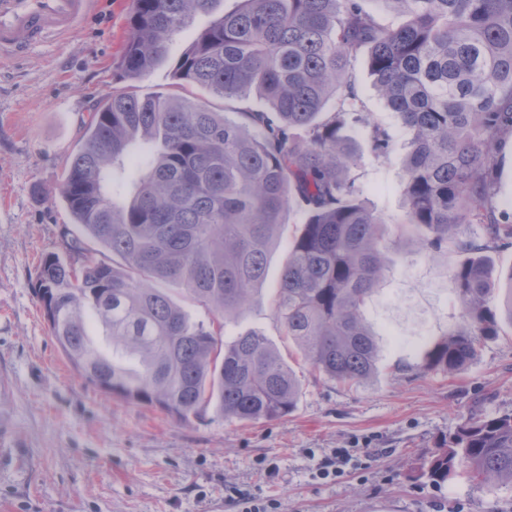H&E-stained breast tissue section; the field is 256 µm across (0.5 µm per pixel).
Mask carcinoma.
Masks as SVG:
<instances>
[{
	"mask_svg": "<svg viewBox=\"0 0 512 512\" xmlns=\"http://www.w3.org/2000/svg\"><path fill=\"white\" fill-rule=\"evenodd\" d=\"M219 0H133L120 68L142 79L170 39ZM394 28L361 0H242L213 18L173 67L176 79L263 107L224 113L185 97L122 92L91 113L59 196L79 228L69 259L44 256L34 293L68 361L103 391L178 421L208 410L254 423L290 414L296 371L261 332L224 340L264 284L287 216L302 217L273 305L283 334L324 376L363 385L378 347L362 308L383 278L385 220L351 177V123L376 155L389 131L368 121L351 64L367 53L377 91L410 131L406 211L397 236L421 252L452 243L459 322L430 342L420 369L455 374L500 336L489 252L512 245L497 215L498 155L512 140V0H382ZM334 109H327L331 100ZM481 225V239L460 229ZM112 262L87 256V243ZM212 314L194 322L164 286ZM101 327L112 354L92 342ZM460 466L512 486V413L471 414L412 478L445 484Z\"/></svg>",
	"mask_w": 512,
	"mask_h": 512,
	"instance_id": "cac0c4a2",
	"label": "carcinoma"
}]
</instances>
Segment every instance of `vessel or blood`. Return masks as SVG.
Here are the masks:
<instances>
[{
    "label": "vessel or blood",
    "mask_w": 512,
    "mask_h": 512,
    "mask_svg": "<svg viewBox=\"0 0 512 512\" xmlns=\"http://www.w3.org/2000/svg\"><path fill=\"white\" fill-rule=\"evenodd\" d=\"M95 0H0V64L62 41L90 15Z\"/></svg>",
    "instance_id": "obj_1"
}]
</instances>
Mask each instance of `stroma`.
Masks as SVG:
<instances>
[{
    "label": "stroma",
    "mask_w": 512,
    "mask_h": 512,
    "mask_svg": "<svg viewBox=\"0 0 512 512\" xmlns=\"http://www.w3.org/2000/svg\"><path fill=\"white\" fill-rule=\"evenodd\" d=\"M131 0H96L64 40L0 70V512H236L233 492L276 502V512H512V488L489 489L459 471L447 485L413 480L421 459L467 416L512 412V326L452 375L421 371V354L458 320L449 276L453 246L428 254L412 240L389 249L390 265L364 309L379 346L364 385L320 374L289 343L273 294L297 231L272 250L263 289L226 336L260 330L296 370L302 390L288 416L256 423L208 413L180 422L101 390L77 372L50 335L34 294L42 258L62 253L73 218L54 194L90 112L113 93L195 97L237 119L256 97L227 101L181 83L172 60L206 24L177 33L167 60L145 78L120 76ZM364 111L391 131L386 156L366 128L346 134L359 161L351 174L366 204L389 224L406 211L409 136L373 85L366 55L353 62ZM357 468L333 480L314 473L333 449Z\"/></svg>",
    "instance_id": "35a3bbf8"
}]
</instances>
